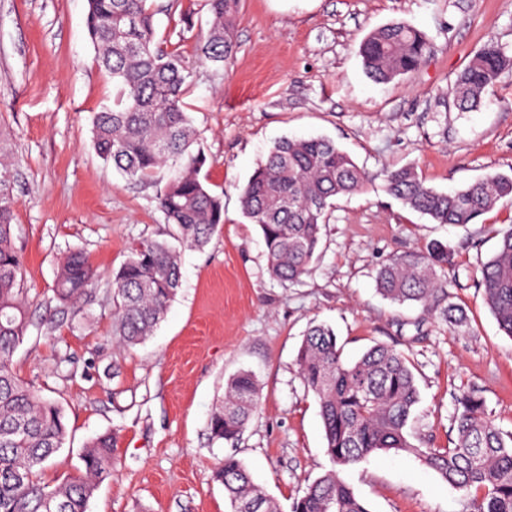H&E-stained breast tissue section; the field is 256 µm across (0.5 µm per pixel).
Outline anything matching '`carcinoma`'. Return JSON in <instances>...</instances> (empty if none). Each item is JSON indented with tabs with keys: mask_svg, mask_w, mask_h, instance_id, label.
<instances>
[{
	"mask_svg": "<svg viewBox=\"0 0 512 512\" xmlns=\"http://www.w3.org/2000/svg\"><path fill=\"white\" fill-rule=\"evenodd\" d=\"M87 5V30L97 61L116 88L112 106L93 113L96 153L131 178L172 169L157 197L171 226L169 238L135 244L112 279L113 339L127 347L144 342L164 319L180 287V250L208 242L224 223V202L200 178L205 158L193 152L196 133L182 105L190 66L157 40L154 0H87ZM239 5L240 0H207L211 21L199 47L201 60L220 67L233 58ZM428 48L423 32L394 22L372 30L358 53L365 73L386 83L414 73ZM509 69L512 54L496 42L486 43L452 83L454 106L462 112L477 107L481 94ZM9 147L0 130V512H87L99 483L112 476L118 440L105 433L88 442L75 477L55 486L37 479V470L64 447L66 423L63 408L13 370L14 353L29 328V301L22 256L14 244L13 181L3 161ZM370 182L371 176L331 140L276 142L240 194L243 214L263 237L271 278L295 283L306 275L333 199L359 193ZM383 189L437 224L465 226L512 195V173L489 174L444 192L426 185L415 168L401 166L384 170ZM497 236L495 253L480 266V285L500 330L512 337V225ZM447 264L448 246L441 243L394 255L377 271V290L394 304L427 308L445 292L440 272ZM96 281L86 258L73 252L61 266L55 298L75 311ZM440 314L454 326L465 320L453 303ZM296 364L319 405L332 467L294 498L291 512H368L341 476L342 469L372 454L402 452L471 498L474 512H512V433L488 417L480 395L463 390L456 396L453 447L420 448L407 433L419 390L403 352L376 344L348 361L333 329L312 324ZM259 404L255 376L249 371L234 374L210 416L211 438L237 441ZM215 478L224 485L231 512H282L235 456L224 457Z\"/></svg>",
	"mask_w": 512,
	"mask_h": 512,
	"instance_id": "cac0c4a2",
	"label": "carcinoma"
}]
</instances>
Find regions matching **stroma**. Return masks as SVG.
<instances>
[{
  "label": "stroma",
  "mask_w": 512,
  "mask_h": 512,
  "mask_svg": "<svg viewBox=\"0 0 512 512\" xmlns=\"http://www.w3.org/2000/svg\"><path fill=\"white\" fill-rule=\"evenodd\" d=\"M166 2L157 37L192 65L183 108L206 156L202 172L224 195V223L203 248L182 252L180 288L154 335L122 349L112 338V276L132 246L165 232L157 197L169 172L123 176L92 146L91 116L111 106L113 85L88 35L87 0H0V128L11 134L14 237L31 300L14 368L63 406L68 428L38 480L54 486L76 476L85 444L114 432L120 463L88 512H230L213 477L230 453L286 510L331 467L319 405L296 366L314 322L335 330L344 358L377 343L408 355L420 392L408 423L415 445L455 440L464 389L512 432V337L478 286L496 232L512 224V198L453 227L377 185L337 197L310 271L294 284L270 277L259 229L239 201L284 137L330 138L372 174L413 166L442 191L511 169L512 71L472 112L458 111L448 88L485 42L512 51V0H240L237 52L224 68L197 60L206 0ZM392 21L421 30L429 49L409 78L378 84L358 46ZM435 242L451 251L445 279L449 302L466 313L461 327L376 290L389 257ZM73 250L98 274L76 316L54 298L60 262ZM242 369L259 380V410L237 444L212 440L210 415ZM342 476L369 512L471 510L410 455H373Z\"/></svg>",
  "instance_id": "35a3bbf8"
}]
</instances>
